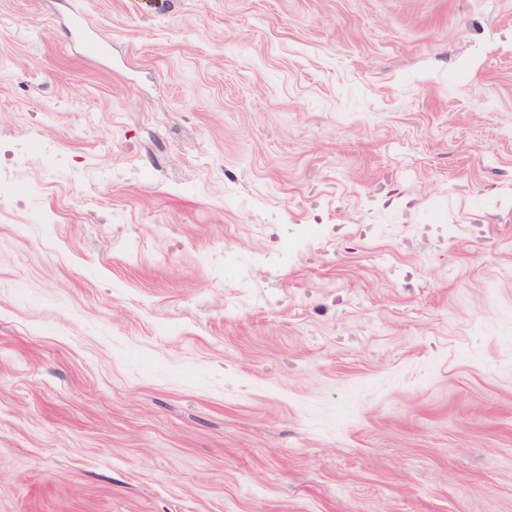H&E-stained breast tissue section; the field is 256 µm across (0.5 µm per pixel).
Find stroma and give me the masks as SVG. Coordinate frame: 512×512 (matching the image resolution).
Returning <instances> with one entry per match:
<instances>
[{
	"label": "stroma",
	"instance_id": "stroma-1",
	"mask_svg": "<svg viewBox=\"0 0 512 512\" xmlns=\"http://www.w3.org/2000/svg\"><path fill=\"white\" fill-rule=\"evenodd\" d=\"M0 512H512V0H0Z\"/></svg>",
	"mask_w": 512,
	"mask_h": 512
}]
</instances>
